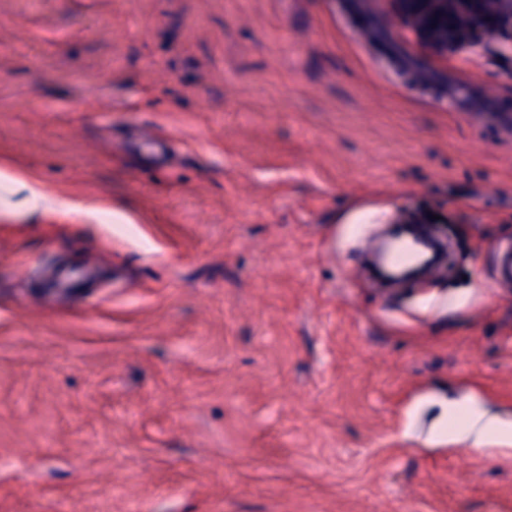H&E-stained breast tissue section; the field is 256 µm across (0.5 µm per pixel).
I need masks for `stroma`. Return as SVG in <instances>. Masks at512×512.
Here are the masks:
<instances>
[{"mask_svg":"<svg viewBox=\"0 0 512 512\" xmlns=\"http://www.w3.org/2000/svg\"><path fill=\"white\" fill-rule=\"evenodd\" d=\"M373 8L444 92L347 0H0V512H512V57Z\"/></svg>","mask_w":512,"mask_h":512,"instance_id":"obj_1","label":"stroma"}]
</instances>
